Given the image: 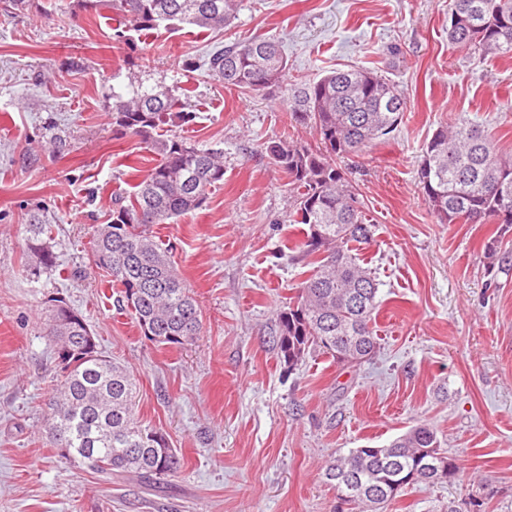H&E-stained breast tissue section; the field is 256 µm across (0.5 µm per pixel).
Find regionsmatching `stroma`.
Returning a JSON list of instances; mask_svg holds the SVG:
<instances>
[{"label":"stroma","mask_w":512,"mask_h":512,"mask_svg":"<svg viewBox=\"0 0 512 512\" xmlns=\"http://www.w3.org/2000/svg\"><path fill=\"white\" fill-rule=\"evenodd\" d=\"M452 0H240L221 30L163 25L115 40V11L81 0H0V512H334L325 465L420 423L465 468L409 486L386 512H512V226L442 224L417 178L442 125H480L512 161V54L448 42ZM275 38L289 80L378 72L406 103L402 123L349 171L373 225L361 264L378 284L379 349L360 365L319 350L288 367L273 342L310 267L292 224L287 173L268 143L298 132L284 88H225L209 58ZM172 87L193 118L174 135L221 152L224 179L201 208L152 231L197 301L194 342L147 340L90 258L96 225L157 157L112 124V96ZM50 225L40 276L28 226ZM88 322L136 381V414L166 434L177 476L105 481L47 447L45 401L58 359L44 332L52 299Z\"/></svg>","instance_id":"obj_1"}]
</instances>
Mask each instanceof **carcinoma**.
Masks as SVG:
<instances>
[{"label":"carcinoma","instance_id":"carcinoma-1","mask_svg":"<svg viewBox=\"0 0 512 512\" xmlns=\"http://www.w3.org/2000/svg\"><path fill=\"white\" fill-rule=\"evenodd\" d=\"M90 7L119 11L124 26L114 37L133 43L131 32L163 22L222 29L235 18L237 0H87ZM448 42L485 54L512 52V0H455ZM224 85L264 91L287 79L288 63L276 42L262 37L217 50L210 59ZM178 98L158 85L129 87L113 96L112 124L138 136L159 157L137 184L130 202L115 201L107 223L92 242L93 264L120 288L118 302L133 315L141 333L162 346L194 342L201 310L174 270L171 253L150 227L200 208L211 187L224 180L223 155L199 149L181 137L159 133L167 124L186 123ZM288 109L297 126L313 131L315 144L272 142L267 152L292 178L296 191L292 222L305 224L302 252L317 255L294 305L278 316L276 346L288 365L303 361L312 347L341 363L359 365L377 346L372 322L377 287L362 268L353 244L372 239L370 221L336 158L359 157L392 133L403 120L397 86L367 69L335 71L298 86L288 84ZM421 188L443 224L460 221L512 226V163L502 160L477 126L459 122L438 128L427 143L418 170ZM31 275L54 266L45 236L48 227L30 224ZM86 321L74 323L57 311L47 328L60 365L47 406V446L62 450L70 464L107 478L130 473L149 482L172 477L181 459L165 436L135 417L133 378L87 338ZM432 459L443 480L461 466L440 451L436 432L414 426L381 448H353L325 470L336 497L349 512H377L396 500L392 484Z\"/></svg>","mask_w":512,"mask_h":512}]
</instances>
